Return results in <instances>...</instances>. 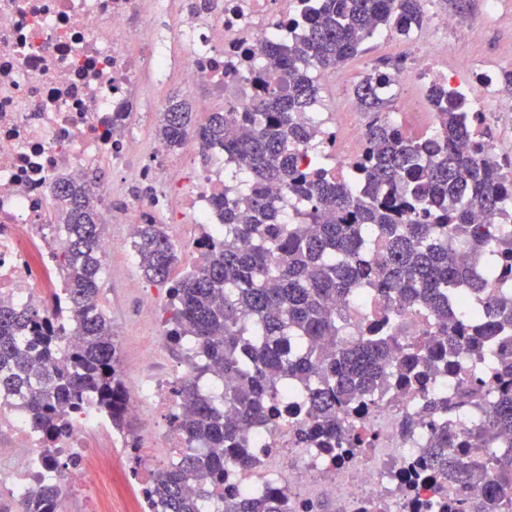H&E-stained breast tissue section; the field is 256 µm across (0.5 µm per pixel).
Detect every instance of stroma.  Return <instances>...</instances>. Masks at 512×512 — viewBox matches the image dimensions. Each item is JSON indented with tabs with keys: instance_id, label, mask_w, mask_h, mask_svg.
I'll return each mask as SVG.
<instances>
[{
	"instance_id": "stroma-1",
	"label": "stroma",
	"mask_w": 512,
	"mask_h": 512,
	"mask_svg": "<svg viewBox=\"0 0 512 512\" xmlns=\"http://www.w3.org/2000/svg\"><path fill=\"white\" fill-rule=\"evenodd\" d=\"M448 14L456 24L448 31V73L459 80L470 76V67L490 68L495 74L512 69V0H499L495 13H487L486 0H465L463 11H455L451 0H429L426 18ZM483 21L484 35L480 41L465 39L463 32L476 21ZM395 73V94L388 107L393 117L407 133H415L414 121L404 112L413 109L416 114L430 111L427 89L423 86L406 87L403 78L409 69L407 61L391 48L382 36H375L354 58L345 62L335 82L319 86L318 107L329 116L346 111L354 99V88L364 76L377 69ZM178 199H171L158 219L166 226L172 241L181 252V265L174 271L182 276L196 252L192 246L202 230L196 226L178 224ZM148 282L138 271L131 248H124L113 261L107 262L102 283L101 304L112 318V327L120 344V361L126 385H133L138 375L161 364L185 370V363L161 341L162 323L151 322L142 312V295Z\"/></svg>"
}]
</instances>
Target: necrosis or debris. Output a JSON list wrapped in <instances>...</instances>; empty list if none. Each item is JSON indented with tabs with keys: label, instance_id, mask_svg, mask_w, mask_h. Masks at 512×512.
I'll return each instance as SVG.
<instances>
[{
	"label": "necrosis or debris",
	"instance_id": "obj_1",
	"mask_svg": "<svg viewBox=\"0 0 512 512\" xmlns=\"http://www.w3.org/2000/svg\"><path fill=\"white\" fill-rule=\"evenodd\" d=\"M165 12L170 38L158 43L136 25L145 6ZM299 0H200L185 11L182 0H0V303L18 308L63 296L56 253L63 232L46 218L60 178L81 183L101 162L128 181L147 185V195L129 197L135 223L151 222L169 194L181 195V221L219 224L213 205L224 195L227 158H213L184 174L166 142L142 141L139 118L144 82L161 86L177 79L183 87H209L229 95L231 109L245 112L256 98L255 78L267 62L269 45L285 38L284 22ZM389 44L411 55L407 77L447 82L448 46L427 37L421 49L388 34ZM324 145L336 147L339 162L363 148L359 125L337 130L311 111ZM179 382L169 374L144 376L126 401L131 418L180 403ZM419 426L413 437L400 430L406 416ZM420 397L388 394L354 422L370 433L372 445L329 454L298 439L300 418L282 415L247 426V466L228 464L225 486L252 496L272 495L283 512H313L320 499L332 512H439L437 485L407 484L403 474L420 461L431 439ZM0 435L11 447L0 470V493L24 500L41 480L52 479L60 498L78 492L87 479L111 476L112 450L125 448L141 475L139 512H150L144 493L158 466L155 448H177L175 431L159 434L155 447L126 448L108 417L96 411L72 415L59 446L71 466L48 469L36 431L24 413L0 401Z\"/></svg>",
	"mask_w": 512,
	"mask_h": 512
}]
</instances>
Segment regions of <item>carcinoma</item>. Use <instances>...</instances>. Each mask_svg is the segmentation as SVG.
Listing matches in <instances>:
<instances>
[{
    "label": "carcinoma",
    "mask_w": 512,
    "mask_h": 512,
    "mask_svg": "<svg viewBox=\"0 0 512 512\" xmlns=\"http://www.w3.org/2000/svg\"><path fill=\"white\" fill-rule=\"evenodd\" d=\"M424 16L423 0L306 6L289 29L292 41L268 52L267 68L291 76L288 91L267 83L254 111L241 118L214 112L195 130L203 157L220 145L244 175L215 200L224 237L204 233L195 268L174 278L179 255L165 225L137 226L138 268L168 294L165 336L191 371L176 430L207 449L179 448L152 472L154 512H281L274 497L212 489L224 487L226 459L248 463L243 423L278 413L287 377L305 390L297 409L310 423L304 440L311 448H365L368 433L348 426L342 413L369 409L394 388L423 396L435 427L426 472L479 489L447 512H512V448L478 458L461 441L489 431L512 436V226L500 223L512 216V172L483 159L490 137L479 113L443 84L427 89L436 126L412 136L384 112L395 75L364 77L354 93L370 117L366 149L345 168L328 165L305 119L319 93L310 70L337 67L377 32L405 33ZM232 120L237 133L226 140ZM190 123L177 102L163 113L159 134L179 148ZM269 183L298 200L297 223L281 221ZM55 197L65 229L58 270L68 285V336L56 335L46 307L0 304V398L28 413L48 467L61 470L55 444L76 411L97 409L115 431L137 436L125 412L112 319L99 305L97 198L65 179ZM492 281L500 293L488 294ZM362 290L376 294L382 314L352 331L348 309ZM413 311L428 316L429 329L403 338L396 323ZM462 356L484 373L461 374ZM447 373L461 392L452 401L430 396L432 380ZM225 375L235 384L207 393ZM58 506V491L40 487L17 512Z\"/></svg>",
    "instance_id": "1"
}]
</instances>
